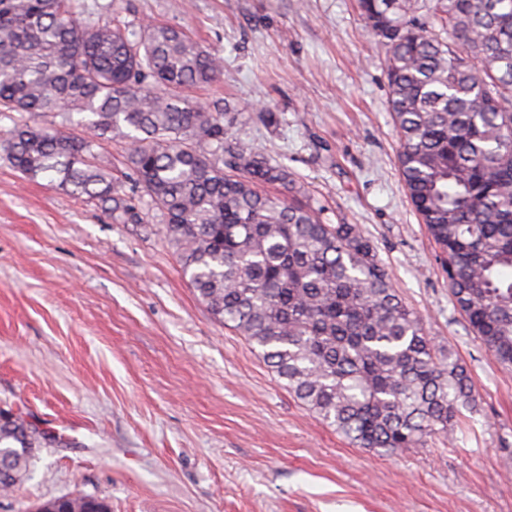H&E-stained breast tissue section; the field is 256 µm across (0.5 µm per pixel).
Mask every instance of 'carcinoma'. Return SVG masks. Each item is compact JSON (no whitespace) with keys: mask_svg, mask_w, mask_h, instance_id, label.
<instances>
[{"mask_svg":"<svg viewBox=\"0 0 512 512\" xmlns=\"http://www.w3.org/2000/svg\"><path fill=\"white\" fill-rule=\"evenodd\" d=\"M386 49L407 195L446 258L455 306L512 367V0H359ZM224 59L182 29L85 19L70 0H0V148L22 175L145 224L211 313L310 412L361 448L452 437L474 405L466 367L435 352L356 224H325L290 174L224 144V113L186 90ZM127 143L125 170L101 141ZM49 438L0 410V492ZM38 512H107L90 496Z\"/></svg>","mask_w":512,"mask_h":512,"instance_id":"obj_1","label":"carcinoma"}]
</instances>
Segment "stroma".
Returning <instances> with one entry per match:
<instances>
[{
  "instance_id": "obj_1",
  "label": "stroma",
  "mask_w": 512,
  "mask_h": 512,
  "mask_svg": "<svg viewBox=\"0 0 512 512\" xmlns=\"http://www.w3.org/2000/svg\"><path fill=\"white\" fill-rule=\"evenodd\" d=\"M84 3L223 57L190 96L228 112L230 143L287 169L325 223L359 225L476 407L451 443L355 446L214 318L163 238L0 152V408L54 437L0 512L78 495L109 512H512V368L456 308L406 195L386 55L358 0Z\"/></svg>"
}]
</instances>
